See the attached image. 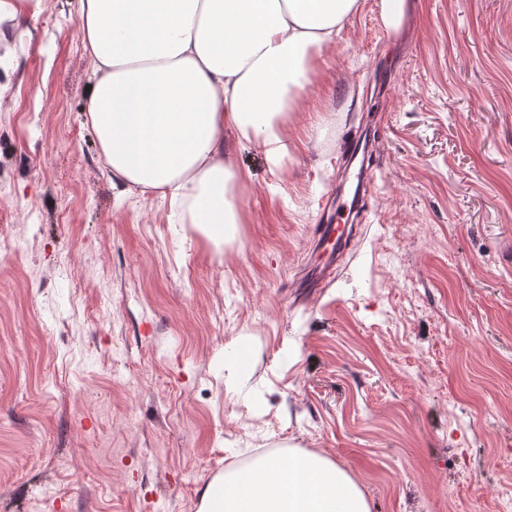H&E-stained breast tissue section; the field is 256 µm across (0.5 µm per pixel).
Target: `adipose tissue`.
<instances>
[{"instance_id": "1", "label": "adipose tissue", "mask_w": 512, "mask_h": 512, "mask_svg": "<svg viewBox=\"0 0 512 512\" xmlns=\"http://www.w3.org/2000/svg\"><path fill=\"white\" fill-rule=\"evenodd\" d=\"M358 0H80L91 63L87 122L112 188L168 201L171 223L214 246L241 222L230 159L254 147L281 166L288 120L316 60ZM200 512H370L334 460L270 453L225 472Z\"/></svg>"}]
</instances>
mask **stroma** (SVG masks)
<instances>
[{
  "mask_svg": "<svg viewBox=\"0 0 512 512\" xmlns=\"http://www.w3.org/2000/svg\"><path fill=\"white\" fill-rule=\"evenodd\" d=\"M359 0L216 250L116 199L85 123L79 0L0 22V512H198L271 452L335 459L371 512H512V0ZM360 135L376 186L339 160ZM356 202L301 289L327 197ZM254 346L236 388L224 351ZM346 224H323L319 226V244L327 252V259L308 284V288H322L329 273V266L337 252L346 244L344 227Z\"/></svg>",
  "mask_w": 512,
  "mask_h": 512,
  "instance_id": "35a3bbf8",
  "label": "stroma"
}]
</instances>
